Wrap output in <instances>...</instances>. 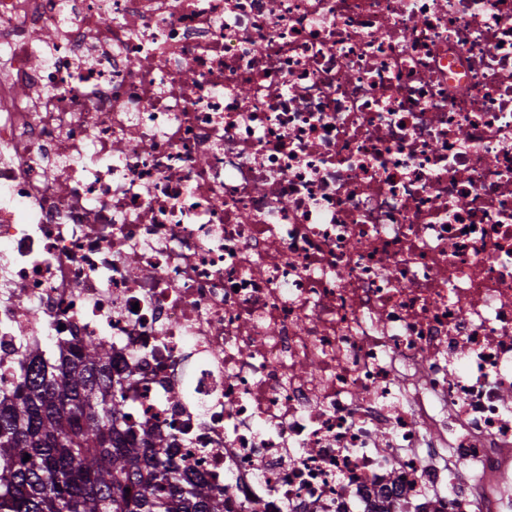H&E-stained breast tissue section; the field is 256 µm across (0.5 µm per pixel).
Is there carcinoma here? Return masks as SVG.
I'll use <instances>...</instances> for the list:
<instances>
[{"label":"carcinoma","instance_id":"cac0c4a2","mask_svg":"<svg viewBox=\"0 0 512 512\" xmlns=\"http://www.w3.org/2000/svg\"><path fill=\"white\" fill-rule=\"evenodd\" d=\"M19 366L0 391V512H224L168 457L166 438L126 428L105 340L56 336Z\"/></svg>","mask_w":512,"mask_h":512}]
</instances>
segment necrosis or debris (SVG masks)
<instances>
[{
  "label": "necrosis or debris",
  "instance_id": "obj_1",
  "mask_svg": "<svg viewBox=\"0 0 512 512\" xmlns=\"http://www.w3.org/2000/svg\"><path fill=\"white\" fill-rule=\"evenodd\" d=\"M60 334L226 512H512V0H0V389Z\"/></svg>",
  "mask_w": 512,
  "mask_h": 512
}]
</instances>
